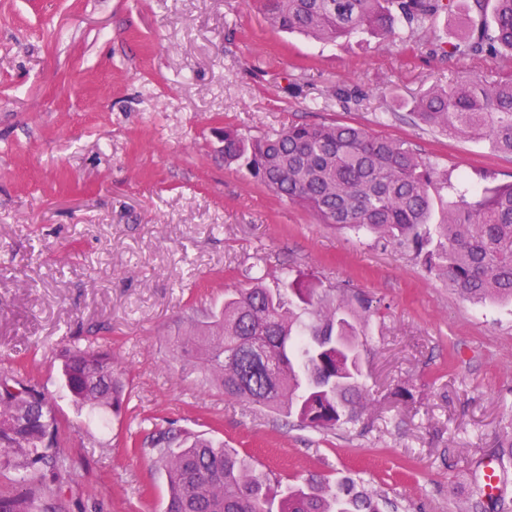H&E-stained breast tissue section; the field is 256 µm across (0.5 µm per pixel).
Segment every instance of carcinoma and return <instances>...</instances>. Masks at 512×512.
<instances>
[{
	"instance_id": "obj_1",
	"label": "carcinoma",
	"mask_w": 512,
	"mask_h": 512,
	"mask_svg": "<svg viewBox=\"0 0 512 512\" xmlns=\"http://www.w3.org/2000/svg\"><path fill=\"white\" fill-rule=\"evenodd\" d=\"M268 23L287 33L332 43L367 34L407 42L457 0H257ZM473 26L458 42L436 34L430 54L512 53V0H469ZM414 116L450 136L487 139L512 156V75L494 81L466 75L432 87ZM224 164L244 166L262 184L312 210L324 224L408 250L429 272L474 303L512 306V181L487 177L458 191L448 173L406 142L335 122L292 124L247 138L224 128ZM452 191L442 220L431 222L441 193ZM253 286L224 300L214 320L190 324L180 356L200 365L224 396L294 417L303 426L355 425L367 405L360 347L369 301L334 304L320 283L294 278L277 288ZM311 319L306 321L302 315ZM65 386L90 411L124 403L125 382L112 367V347L67 350ZM58 421L45 396L13 374L0 373V455L19 473V490L0 496V512H55L43 493L62 492L72 463L58 449ZM148 453L164 472L165 512H385L383 494L350 476L330 483L315 475L296 485L255 473L250 459L224 443L173 427L149 436ZM499 464V493L474 479L466 512H492L503 501L512 436L489 453Z\"/></svg>"
}]
</instances>
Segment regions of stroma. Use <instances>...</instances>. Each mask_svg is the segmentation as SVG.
<instances>
[{
	"label": "stroma",
	"instance_id": "obj_1",
	"mask_svg": "<svg viewBox=\"0 0 512 512\" xmlns=\"http://www.w3.org/2000/svg\"><path fill=\"white\" fill-rule=\"evenodd\" d=\"M408 46H326L273 29L256 0H0V372L43 392L74 466L63 512H164L166 479L133 452L153 426L223 440L284 484L352 475L388 512H465L472 473L512 431V308L470 303L408 251L319 223L246 170L221 133L360 125L473 184L512 180L489 141L419 124L423 92L512 56L441 62ZM260 266L371 300L368 409L315 431L224 397L174 358ZM108 346L120 414L65 392L61 353Z\"/></svg>",
	"mask_w": 512,
	"mask_h": 512
}]
</instances>
